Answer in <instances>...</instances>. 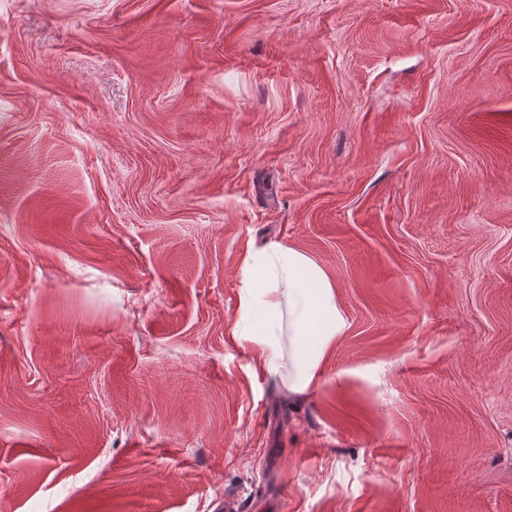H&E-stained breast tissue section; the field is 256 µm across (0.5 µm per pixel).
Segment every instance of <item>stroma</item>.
<instances>
[{"mask_svg": "<svg viewBox=\"0 0 512 512\" xmlns=\"http://www.w3.org/2000/svg\"><path fill=\"white\" fill-rule=\"evenodd\" d=\"M0 512H512V0H0ZM244 286L233 335L252 336L258 346L255 370L284 381L303 394L322 376V362L346 320L336 286L305 253L281 244L249 250L242 263ZM284 336H291L284 356Z\"/></svg>", "mask_w": 512, "mask_h": 512, "instance_id": "stroma-1", "label": "stroma"}]
</instances>
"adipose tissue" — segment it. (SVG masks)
<instances>
[{"mask_svg": "<svg viewBox=\"0 0 512 512\" xmlns=\"http://www.w3.org/2000/svg\"><path fill=\"white\" fill-rule=\"evenodd\" d=\"M242 271L234 335L257 344L255 370L287 380L292 393L307 392L319 383L322 362L346 329L334 282L308 255L281 244L248 251Z\"/></svg>", "mask_w": 512, "mask_h": 512, "instance_id": "adipose-tissue-1", "label": "adipose tissue"}]
</instances>
